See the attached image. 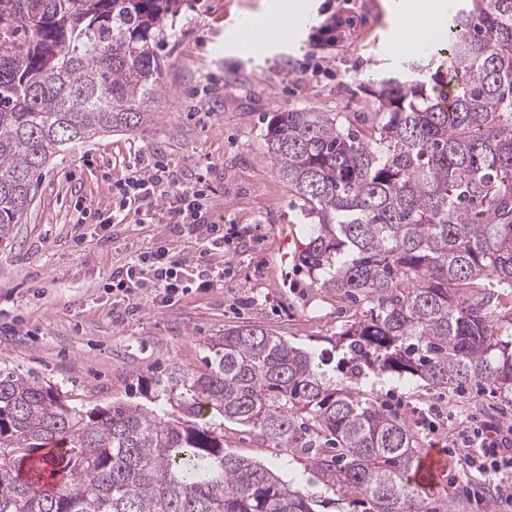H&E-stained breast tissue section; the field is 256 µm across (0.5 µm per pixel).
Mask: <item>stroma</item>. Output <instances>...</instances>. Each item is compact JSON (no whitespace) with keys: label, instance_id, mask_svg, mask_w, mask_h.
I'll use <instances>...</instances> for the list:
<instances>
[{"label":"stroma","instance_id":"1","mask_svg":"<svg viewBox=\"0 0 512 512\" xmlns=\"http://www.w3.org/2000/svg\"><path fill=\"white\" fill-rule=\"evenodd\" d=\"M307 26L258 56L242 54L231 36L258 20L266 0H194L172 18L163 49L165 94L152 120L134 132H109L73 145L37 173L27 216L0 242V366L58 389L88 408L129 395L137 376L181 365L206 370L212 337L243 323L261 325L316 350L363 318L354 307L315 288L287 253L290 225L308 223L265 158V116L306 109L335 112L357 127L372 124L373 92L383 79L408 78L414 56L394 46L398 9L411 0H303ZM343 24L339 50L321 48L320 28ZM174 162L183 183L202 182L208 221L242 232L236 253L207 250L161 224L73 223L76 208L113 199L139 159ZM188 265L224 268V282L157 306L155 291L125 296L112 275L131 258L158 248ZM380 403L412 423L423 448L450 447L462 421L512 425V395L471 382L453 392L418 381L377 383ZM225 446L302 474L326 499L324 512H364L346 490L330 489L302 455L282 459L242 428L225 424ZM467 475L448 470L423 495L427 512H512L497 496L467 499Z\"/></svg>","mask_w":512,"mask_h":512}]
</instances>
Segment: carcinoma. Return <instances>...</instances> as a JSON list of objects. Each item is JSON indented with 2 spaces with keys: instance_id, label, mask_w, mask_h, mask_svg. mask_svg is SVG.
I'll return each mask as SVG.
<instances>
[{
  "instance_id": "obj_1",
  "label": "carcinoma",
  "mask_w": 512,
  "mask_h": 512,
  "mask_svg": "<svg viewBox=\"0 0 512 512\" xmlns=\"http://www.w3.org/2000/svg\"><path fill=\"white\" fill-rule=\"evenodd\" d=\"M183 0H0V242L34 176L101 132H133L164 91L158 49ZM446 63L384 80L366 131L334 112L266 118V159L308 214L299 255L322 292L370 305L325 356L259 325L224 329L204 372L137 379L161 402L85 410L0 367V512H320L224 423L298 449L369 512H426L420 441L372 378L512 393V0H462Z\"/></svg>"
}]
</instances>
